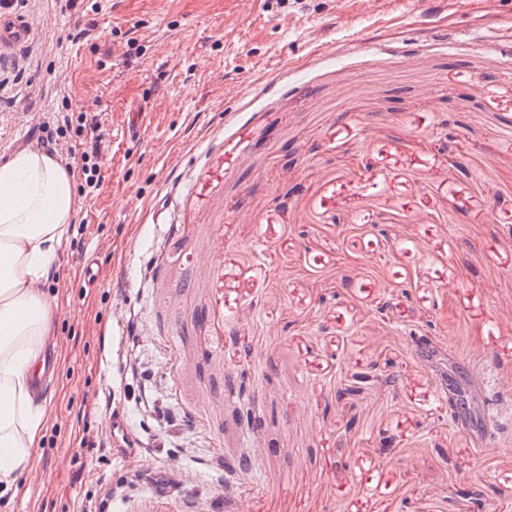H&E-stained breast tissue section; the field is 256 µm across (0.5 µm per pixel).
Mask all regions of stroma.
Returning a JSON list of instances; mask_svg holds the SVG:
<instances>
[{
    "instance_id": "stroma-1",
    "label": "stroma",
    "mask_w": 512,
    "mask_h": 512,
    "mask_svg": "<svg viewBox=\"0 0 512 512\" xmlns=\"http://www.w3.org/2000/svg\"><path fill=\"white\" fill-rule=\"evenodd\" d=\"M22 13L0 157L53 111L106 148L44 287L37 465L0 512H512V427L486 444L483 409L512 417V0Z\"/></svg>"
}]
</instances>
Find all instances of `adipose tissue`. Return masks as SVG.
I'll list each match as a JSON object with an SVG mask.
<instances>
[{"mask_svg": "<svg viewBox=\"0 0 512 512\" xmlns=\"http://www.w3.org/2000/svg\"><path fill=\"white\" fill-rule=\"evenodd\" d=\"M79 211L57 156L32 148L0 159V496L37 463L50 409L35 383L56 320L43 287Z\"/></svg>", "mask_w": 512, "mask_h": 512, "instance_id": "obj_1", "label": "adipose tissue"}]
</instances>
